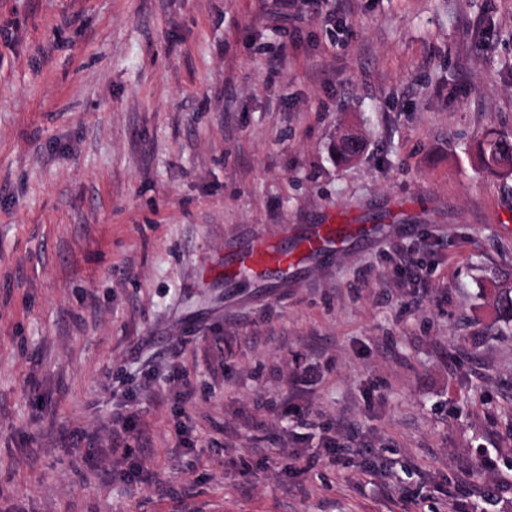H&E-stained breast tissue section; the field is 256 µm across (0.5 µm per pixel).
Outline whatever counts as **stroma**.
Masks as SVG:
<instances>
[{
  "instance_id": "35a3bbf8",
  "label": "stroma",
  "mask_w": 512,
  "mask_h": 512,
  "mask_svg": "<svg viewBox=\"0 0 512 512\" xmlns=\"http://www.w3.org/2000/svg\"><path fill=\"white\" fill-rule=\"evenodd\" d=\"M491 130L512 0H0V512H512ZM338 222L385 230L225 283L252 237ZM138 412L129 404L119 402L112 410V454L125 447L127 438L138 429Z\"/></svg>"
}]
</instances>
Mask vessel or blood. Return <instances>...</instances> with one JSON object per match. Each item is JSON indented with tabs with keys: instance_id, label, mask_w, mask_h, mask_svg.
<instances>
[{
	"instance_id": "obj_1",
	"label": "vessel or blood",
	"mask_w": 512,
	"mask_h": 512,
	"mask_svg": "<svg viewBox=\"0 0 512 512\" xmlns=\"http://www.w3.org/2000/svg\"><path fill=\"white\" fill-rule=\"evenodd\" d=\"M366 232L359 224H314L292 246L284 240L257 238L225 260L224 272L230 275L244 270L256 281L274 276L284 285L298 267L314 259L333 260L350 238Z\"/></svg>"
}]
</instances>
